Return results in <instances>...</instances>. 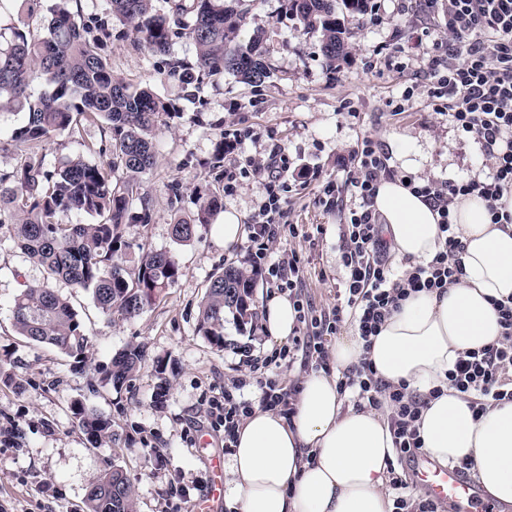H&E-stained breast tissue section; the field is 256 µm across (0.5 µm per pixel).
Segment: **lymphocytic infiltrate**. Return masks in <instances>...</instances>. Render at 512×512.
Wrapping results in <instances>:
<instances>
[{"label":"lymphocytic infiltrate","instance_id":"1","mask_svg":"<svg viewBox=\"0 0 512 512\" xmlns=\"http://www.w3.org/2000/svg\"><path fill=\"white\" fill-rule=\"evenodd\" d=\"M427 11L444 7L446 38L435 40L421 61L432 81L426 96L438 114L472 136L490 161L487 173L459 180H410L414 194L425 197L437 210L441 247L431 260L402 269L390 260L383 226L373 209L377 185L391 176L389 158L376 141L363 137L350 157L343 184L324 181L323 193L336 205H347L344 224L338 227L339 251L345 276L331 309H317L303 291L300 254L282 246V239L300 235L298 225L281 224L282 192L287 169L282 155L270 154L262 164L246 160L224 171V191L232 193L238 177L260 182L263 193L248 224L247 260L267 287L287 295L297 316V334L271 356L249 360L248 378H234L208 400L211 426L233 448L236 432L255 407L294 413L296 388L286 385L278 372L302 362L312 370L328 369L325 337L338 334L353 321L363 340L377 335L384 321L410 293L443 292L463 273L464 246L450 221V207L460 196L478 194L490 204L491 220L511 224L512 213L496 203L512 190V0H424ZM500 339L462 354L448 380L470 399L474 414L493 401L512 402V304L498 303ZM255 383L258 401L245 399L242 390ZM338 388L351 391L356 406L383 411L393 434L394 459L388 464L393 492L392 512H438L437 504L413 494L401 471L404 460L422 450L417 423L426 402L410 394L406 385L380 378L370 360L343 372Z\"/></svg>","mask_w":512,"mask_h":512}]
</instances>
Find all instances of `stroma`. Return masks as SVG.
I'll use <instances>...</instances> for the list:
<instances>
[{
    "instance_id": "obj_1",
    "label": "stroma",
    "mask_w": 512,
    "mask_h": 512,
    "mask_svg": "<svg viewBox=\"0 0 512 512\" xmlns=\"http://www.w3.org/2000/svg\"><path fill=\"white\" fill-rule=\"evenodd\" d=\"M245 2L249 13L242 32L265 31L271 79L253 88L229 75L211 77L193 97L169 73L171 61H194L191 40L174 39L169 55L151 54L113 20L108 0L78 2L83 17L102 22L93 34L101 40L113 75L135 86L151 85L158 97L175 102L181 111L172 124L157 128V163L138 176L151 221L127 225L125 239L173 252L182 275L141 315L109 323L87 291L54 281L90 336L79 364L15 333L13 299L23 285L43 281L44 270L12 240H0V355L10 359L13 377L12 385H0V432H14L11 443H0V512H86L90 481L96 471L113 464L126 470L137 512H165L164 494L174 481L189 489L181 512H193L206 494L209 459L224 452L223 434L207 420L206 401L223 389L225 380L237 376L240 346L260 356L276 346L258 317L242 325L226 317L221 349L197 332L198 304L208 281L246 257L241 247L225 248L215 227L230 210L249 224L262 194L259 184L241 179L235 192L224 196L222 213L198 226L190 242L179 245L171 236L175 219L194 214L196 195L223 186L224 171L213 168L211 158L229 122L252 133L241 146V157L260 158L283 148L288 166L283 223L323 228L314 243L288 242L305 260L306 295L322 309L335 305L344 277L337 226L345 214L317 203L318 186L327 178L344 181L347 161L364 136L380 143L396 169L401 162L394 156L395 143L406 142L417 178H457L489 165L480 145L429 105L424 90L431 77L416 50L406 45L412 37L427 44L443 37V11L427 13L422 0H384L377 24L361 26L346 60L330 69L318 37L303 32L286 0ZM397 42L404 51L385 62L381 47ZM103 137L97 123L84 124L80 139L65 133L55 137L44 147L47 168H58L78 153L101 162ZM130 345L146 351L141 368L121 388L100 384L102 370ZM159 358L168 362V386L162 394L155 371ZM77 400L111 418L112 445L90 446L70 412ZM159 454L168 458V469H157Z\"/></svg>"
}]
</instances>
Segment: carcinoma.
Returning a JSON list of instances; mask_svg holds the SVG:
<instances>
[{
	"instance_id": "1",
	"label": "carcinoma",
	"mask_w": 512,
	"mask_h": 512,
	"mask_svg": "<svg viewBox=\"0 0 512 512\" xmlns=\"http://www.w3.org/2000/svg\"><path fill=\"white\" fill-rule=\"evenodd\" d=\"M16 8L12 38L0 45V110L26 113L25 123L13 130L11 140L21 148L20 164L0 173V234L8 232L28 258L43 267L46 278L27 285L12 306L16 332L35 345H50L82 362L89 336L70 301L53 287L55 280L90 292L98 311L109 321L132 318L154 304L180 276V265L170 251L139 247L128 252L124 239L128 224H147L145 200L133 208L137 175L156 164L153 138L157 126L180 117L175 105L158 98L148 88L134 89L114 77L100 53L98 39L89 37L93 20L72 11L73 0H57L46 26V36L32 39L26 18L34 0H7ZM112 17L129 27L134 39L155 54L169 52L173 37L184 35L196 49L195 63L176 61L170 73L199 88L203 77L230 74L259 88L270 78L264 61L263 31L239 38L248 8L243 0H177L174 14L190 13L192 24L177 21L153 8V0H108ZM289 11L306 33L318 36L326 66L348 54L358 27L345 24L339 7L356 19L368 11V0H289ZM43 86L34 95L33 84ZM100 122L108 134L102 152L109 158L95 164L81 154L61 167L45 166L43 144L67 133L80 137L83 122ZM223 207L217 192L197 198L194 223L172 226L178 244L190 241L198 224L211 223ZM73 213L93 218L91 223L63 224L59 215ZM256 273L248 264H231L211 277L200 300L198 333L211 345L224 348V315L240 323L254 315ZM144 350L130 346L112 358L103 381L115 388L136 373ZM71 411L94 448L112 442V420L81 402ZM86 512H136L132 484L116 465L100 470L86 493Z\"/></svg>"
}]
</instances>
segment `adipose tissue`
I'll use <instances>...</instances> for the list:
<instances>
[{
    "label": "adipose tissue",
    "instance_id": "obj_1",
    "mask_svg": "<svg viewBox=\"0 0 512 512\" xmlns=\"http://www.w3.org/2000/svg\"><path fill=\"white\" fill-rule=\"evenodd\" d=\"M373 208L396 262L417 264L438 251L437 211L401 179L380 181ZM451 219L464 245L457 284L411 294L371 344L355 334L337 338L331 372L304 377L292 418L257 408L242 422L229 470L237 512H391L388 425L377 411L348 405L337 387L341 372L365 358L386 382L426 397L419 432L430 459L443 466L471 459L484 495L512 505V402L474 414L447 380L460 353L501 335L494 303L512 298V224L492 223L475 194L456 199ZM437 387L441 395L431 397Z\"/></svg>",
    "mask_w": 512,
    "mask_h": 512
}]
</instances>
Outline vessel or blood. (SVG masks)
Instances as JSON below:
<instances>
[{
	"mask_svg": "<svg viewBox=\"0 0 512 512\" xmlns=\"http://www.w3.org/2000/svg\"><path fill=\"white\" fill-rule=\"evenodd\" d=\"M416 477L423 482L433 500L447 504L451 512H498L497 506L482 497L473 482L459 469L422 461ZM224 498L221 473H214L208 494L195 512H219Z\"/></svg>",
	"mask_w": 512,
	"mask_h": 512,
	"instance_id": "1",
	"label": "vessel or blood"
}]
</instances>
